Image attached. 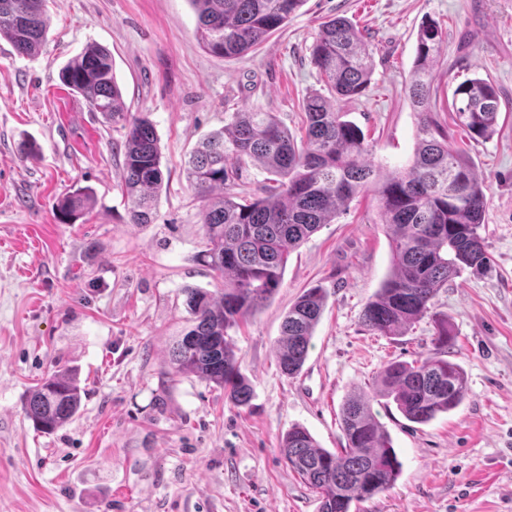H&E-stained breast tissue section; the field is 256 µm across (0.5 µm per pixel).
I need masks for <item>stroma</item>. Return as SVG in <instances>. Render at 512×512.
I'll use <instances>...</instances> for the list:
<instances>
[{
	"label": "stroma",
	"instance_id": "stroma-1",
	"mask_svg": "<svg viewBox=\"0 0 512 512\" xmlns=\"http://www.w3.org/2000/svg\"><path fill=\"white\" fill-rule=\"evenodd\" d=\"M47 16L38 55L0 40V512H319L318 494L281 454L282 436L299 425L319 447H344L347 396L372 390L391 362L432 352L431 318L397 336L360 323L391 270L369 191L293 252L271 301L230 330L253 387L248 405L170 374L188 326L183 288L221 286L197 259L201 204L185 163L234 112L275 113L299 134L304 99L329 92L311 49L335 16L359 28L374 61L365 94L335 106L384 171L406 166L416 146L406 88L418 27L429 17L446 32L433 118L486 182L480 233L491 257L487 273H463L436 297L456 337L448 357L466 373L464 401L426 424L375 401L401 473L351 512H512V0H306L254 52L225 59L203 50L189 0H48ZM92 44L109 50L126 106L158 134L165 181L149 224L129 221L123 129L59 81ZM476 75L509 103L480 142L452 110L455 86ZM25 139L36 155H20ZM85 186L92 208L61 222L57 201ZM317 285L327 305L289 377L275 354L282 321ZM65 367L78 371L81 410L53 434L37 432L21 399Z\"/></svg>",
	"mask_w": 512,
	"mask_h": 512
}]
</instances>
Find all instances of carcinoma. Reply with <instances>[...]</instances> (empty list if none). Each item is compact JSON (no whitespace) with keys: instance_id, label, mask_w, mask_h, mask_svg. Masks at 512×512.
<instances>
[{"instance_id":"cac0c4a2","label":"carcinoma","mask_w":512,"mask_h":512,"mask_svg":"<svg viewBox=\"0 0 512 512\" xmlns=\"http://www.w3.org/2000/svg\"><path fill=\"white\" fill-rule=\"evenodd\" d=\"M46 0H0V39L23 56L38 54L48 32ZM305 0H189L199 39L212 56L253 51L284 27ZM433 20L422 22L407 87L418 117L417 142L409 165L381 174L369 160L361 129L343 119L318 94L306 99L303 134L296 138L272 112H234L224 128L210 133L191 154L186 179L203 202L204 249L198 260L224 282L210 292L186 288L192 325L173 347V374H192L247 405L253 389L241 374L228 330L262 308L280 287L291 253L326 224L348 201L371 190L390 241L392 270L364 306L361 324L391 336L429 314L441 288L464 272L488 269L480 229L487 208L483 180L448 144V132L432 117L434 64L446 40ZM312 60L335 96L352 98L367 89L372 55L359 32L343 17L321 25ZM61 84L82 96L89 109L125 129L121 144L123 185L132 224H149L164 174L153 123L125 109L110 52L89 47L59 71ZM457 123L474 140L490 138L502 112L501 94L481 77L459 82L452 98ZM252 161L270 175L264 196L241 199L231 193L241 165ZM93 189L80 187L58 204L64 218L91 206ZM326 289H307L288 309L276 347L281 372L297 375L306 360ZM433 355L394 362L381 371L373 392L359 390L342 407L346 444L341 451L317 445L294 426L280 448L288 466L320 495V512H350L355 502L390 489L401 464L376 419L372 402L392 400L404 417L425 424L457 408L467 392L463 369L447 359L454 342L448 318L435 317ZM82 404L74 371L64 368L27 392L23 412L34 428L51 434L70 422Z\"/></svg>"}]
</instances>
